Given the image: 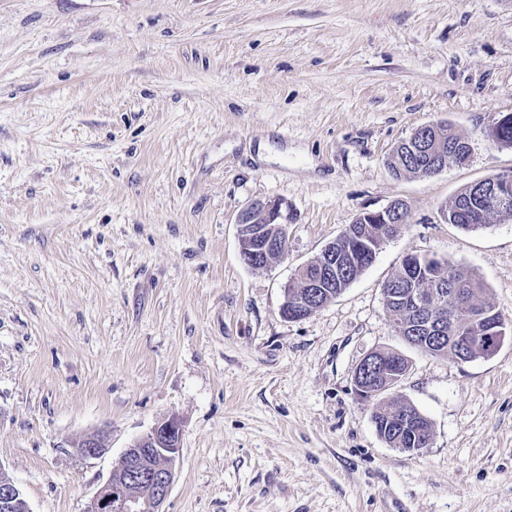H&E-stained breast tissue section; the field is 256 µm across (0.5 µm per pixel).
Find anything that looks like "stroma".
<instances>
[{"label":"stroma","instance_id":"1","mask_svg":"<svg viewBox=\"0 0 512 512\" xmlns=\"http://www.w3.org/2000/svg\"><path fill=\"white\" fill-rule=\"evenodd\" d=\"M512 0H0V465L29 512H87L128 444L181 423L165 512H512V339L459 362L409 345L382 287L415 253L473 272L512 322V220L442 212L512 170ZM450 122L466 165L394 175ZM288 205V252L243 263L237 219ZM403 232L311 315L296 271L362 212ZM433 429L390 447L353 389ZM108 451L77 444L98 431ZM437 124H429L422 127L417 128L411 134V136L405 139V144L407 146V150L411 153L423 154V155H434L437 151V143L435 140H432L430 136V132L428 129L436 127ZM441 155H434L433 162L439 161L441 162ZM397 356L396 352L376 350L361 360L354 374L355 393L360 399L370 401L379 397L402 380L406 373L387 381L386 363ZM108 433L104 430L84 439L78 446V453L83 458H97L102 456L108 450Z\"/></svg>","mask_w":512,"mask_h":512}]
</instances>
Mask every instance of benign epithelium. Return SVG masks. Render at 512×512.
Returning <instances> with one entry per match:
<instances>
[{
  "label": "benign epithelium",
  "mask_w": 512,
  "mask_h": 512,
  "mask_svg": "<svg viewBox=\"0 0 512 512\" xmlns=\"http://www.w3.org/2000/svg\"><path fill=\"white\" fill-rule=\"evenodd\" d=\"M431 128L433 125L429 124L414 130L405 139L407 150L434 155L437 143L430 136ZM480 183L488 187L482 204L486 207L494 205L512 189V171L490 175ZM282 208L283 201L280 199H263L253 202L240 214L237 224L255 225L249 233H238L239 254L246 265L256 266L259 258L273 246L279 254H285L287 237L274 242L267 238L265 229L261 228L263 224H276L280 229H285ZM407 219L406 204L396 201L382 210L361 213L348 225L343 236L347 241L355 240L360 237L361 225L380 224L385 237L391 238L402 232ZM348 255L350 251L344 243L338 240L328 243L315 261L314 274L306 280L305 292H288V299L281 308L282 315L288 320H300L305 313L311 314L322 307L324 285L340 277L342 260ZM400 294L412 314L432 312L441 321L461 315L474 322L484 320V314L472 307L463 288H454L447 294L442 287L409 285L403 287ZM507 332V324L493 322L482 336H453L448 339L439 335L431 342L448 343L452 347L450 353L457 361L468 362L478 349L497 351ZM396 357L395 352L376 350L361 360L354 374L355 393L360 399L370 401L379 397L402 380L401 374L387 378L386 363ZM180 436L179 422L170 418L158 422L149 433L132 440L109 478L96 490L88 512H164L163 505L175 479L174 464L179 453ZM107 438L106 431L97 432L79 444L78 453L86 459L102 456L108 450ZM22 502L24 498L20 489L0 465V512H11Z\"/></svg>",
  "instance_id": "7a95c632"
}]
</instances>
